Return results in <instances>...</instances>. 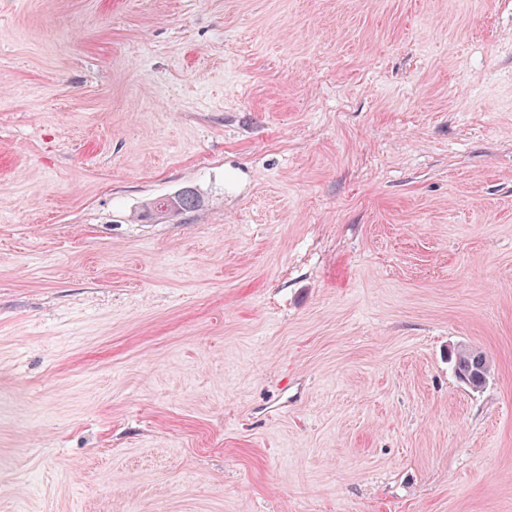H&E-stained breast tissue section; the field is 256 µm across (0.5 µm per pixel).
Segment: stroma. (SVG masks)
<instances>
[{
	"label": "stroma",
	"mask_w": 512,
	"mask_h": 512,
	"mask_svg": "<svg viewBox=\"0 0 512 512\" xmlns=\"http://www.w3.org/2000/svg\"><path fill=\"white\" fill-rule=\"evenodd\" d=\"M0 512H512V0H0ZM200 199L191 189H184L176 195L170 196L160 204L159 207L154 205L156 209L174 210L177 213H188L195 211L200 206ZM451 361L457 377L472 387H483L492 375V365L487 356L468 344L455 346Z\"/></svg>",
	"instance_id": "1"
}]
</instances>
